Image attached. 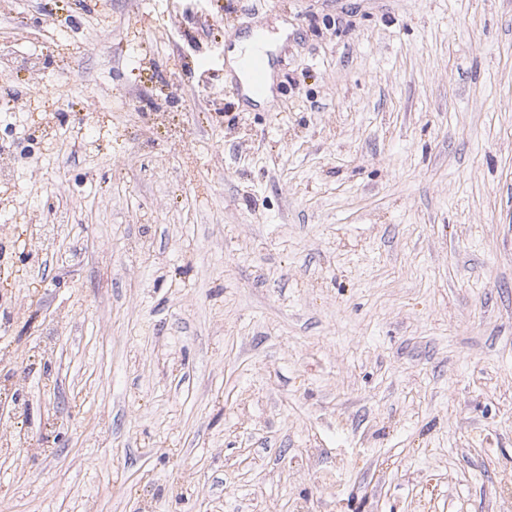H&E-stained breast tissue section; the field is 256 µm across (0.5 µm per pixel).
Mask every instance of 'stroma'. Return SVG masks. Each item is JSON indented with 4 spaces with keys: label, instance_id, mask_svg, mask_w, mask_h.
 <instances>
[{
    "label": "stroma",
    "instance_id": "1",
    "mask_svg": "<svg viewBox=\"0 0 512 512\" xmlns=\"http://www.w3.org/2000/svg\"><path fill=\"white\" fill-rule=\"evenodd\" d=\"M129 10L0 0V512H512V0ZM258 44H262L258 34L253 33L249 36L241 37L234 41L227 56L230 66L234 68L238 76L245 81L247 96L254 102L264 103L272 99V76L268 79L272 61L263 47L258 46ZM247 53L249 54L244 58L243 67L249 76L253 89L257 92L261 91L268 79L267 85L261 93H254L251 90L248 77L240 67L241 57ZM29 77L33 93L30 105L52 98L61 80L60 78H47L36 63H30Z\"/></svg>",
    "mask_w": 512,
    "mask_h": 512
}]
</instances>
